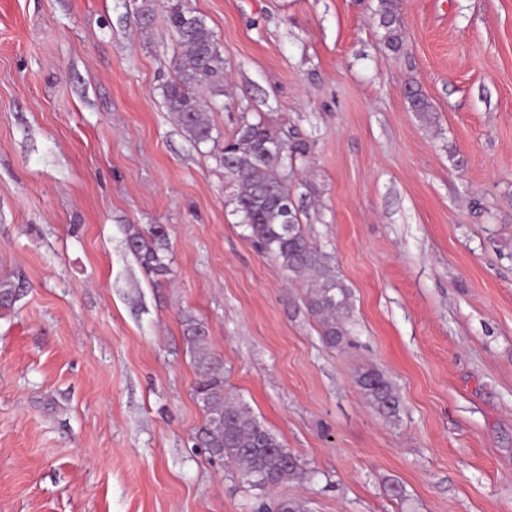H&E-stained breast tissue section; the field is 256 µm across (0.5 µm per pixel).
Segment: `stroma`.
I'll use <instances>...</instances> for the list:
<instances>
[{
    "label": "stroma",
    "instance_id": "obj_1",
    "mask_svg": "<svg viewBox=\"0 0 512 512\" xmlns=\"http://www.w3.org/2000/svg\"><path fill=\"white\" fill-rule=\"evenodd\" d=\"M141 3L0 0V512H512V0H399L397 54L379 0H185L224 51L214 126L304 147L288 189L351 293L340 349L167 111L176 43ZM151 224L158 286L126 246ZM184 311L305 478L263 494L196 446ZM126 245L143 271L160 284L159 277L170 273L167 259V231L162 224H151L145 230L136 225L128 226ZM368 403L386 418L396 417L399 409L398 396L391 383L376 369L359 372L356 378Z\"/></svg>",
    "mask_w": 512,
    "mask_h": 512
}]
</instances>
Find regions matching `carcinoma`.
<instances>
[{
    "label": "carcinoma",
    "instance_id": "cac0c4a2",
    "mask_svg": "<svg viewBox=\"0 0 512 512\" xmlns=\"http://www.w3.org/2000/svg\"><path fill=\"white\" fill-rule=\"evenodd\" d=\"M167 23L180 49L175 75L162 88L168 112L189 140L208 147V154L232 179L231 203L243 236L288 273L311 278L306 304L321 324L322 340L330 348L342 345L349 336L352 313L349 289L332 270L330 256L306 237L283 181L288 161L298 149L261 118L242 117L233 136L224 139L199 97L201 91L212 100L224 96V53L203 18L183 0H168ZM379 23L387 47L400 51L403 33L397 0H380ZM126 245L154 284L170 273L164 225L151 224L144 230L128 226ZM15 299L14 284L0 280V309H11ZM181 326L199 375L194 396L204 415L196 435L200 446L227 460L243 482L262 492L308 474L299 458L290 464L285 461L283 442L246 404L226 396L224 374L210 351L203 323L185 312ZM356 383L377 412L387 418L397 415L398 396L380 371L360 372Z\"/></svg>",
    "mask_w": 512,
    "mask_h": 512
}]
</instances>
